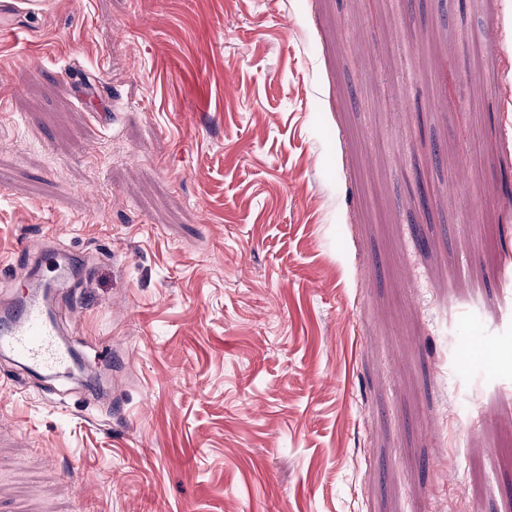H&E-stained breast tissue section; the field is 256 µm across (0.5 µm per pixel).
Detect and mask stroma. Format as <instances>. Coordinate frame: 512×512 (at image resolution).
I'll use <instances>...</instances> for the list:
<instances>
[{"label":"stroma","mask_w":512,"mask_h":512,"mask_svg":"<svg viewBox=\"0 0 512 512\" xmlns=\"http://www.w3.org/2000/svg\"><path fill=\"white\" fill-rule=\"evenodd\" d=\"M508 27L0 0V300L20 250L74 255L58 319L112 380L0 357V512H512Z\"/></svg>","instance_id":"1"}]
</instances>
